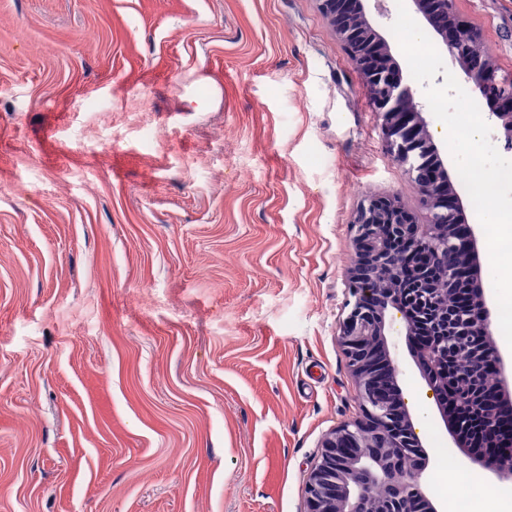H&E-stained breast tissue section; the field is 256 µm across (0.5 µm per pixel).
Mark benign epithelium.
Here are the masks:
<instances>
[{
  "mask_svg": "<svg viewBox=\"0 0 512 512\" xmlns=\"http://www.w3.org/2000/svg\"><path fill=\"white\" fill-rule=\"evenodd\" d=\"M319 9L362 71L372 111L394 163L408 177L414 202L398 193L367 195L350 224L353 300L340 325V341L355 380L362 418L326 435L308 473L305 512H438L422 488L429 456L415 434L398 388L385 335L390 308L404 316L406 335L415 338L421 315L437 317L444 334L415 346L414 358L427 385L439 396L437 408L453 441L466 430L461 404L448 390L478 389L484 407L489 456L471 464L512 482V455H499L503 432L512 427L499 413L509 382L505 361L492 343L491 312L484 289L471 270H480L477 237L462 221L463 199L448 181V169L433 143L418 92L394 62L386 40L367 17L364 0H317ZM441 37L465 82L496 107L489 113L496 139L512 152V76L495 72L476 47L482 39L459 19L453 0H407ZM465 350L468 364L440 367L448 354ZM494 366L486 380L485 366Z\"/></svg>",
  "mask_w": 512,
  "mask_h": 512,
  "instance_id": "1",
  "label": "benign epithelium"
}]
</instances>
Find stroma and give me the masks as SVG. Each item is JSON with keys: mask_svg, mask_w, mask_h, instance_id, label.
I'll list each match as a JSON object with an SVG mask.
<instances>
[{"mask_svg": "<svg viewBox=\"0 0 512 512\" xmlns=\"http://www.w3.org/2000/svg\"><path fill=\"white\" fill-rule=\"evenodd\" d=\"M454 9L512 74V0ZM371 192L412 190L316 0H0V512H304Z\"/></svg>", "mask_w": 512, "mask_h": 512, "instance_id": "obj_1", "label": "stroma"}]
</instances>
